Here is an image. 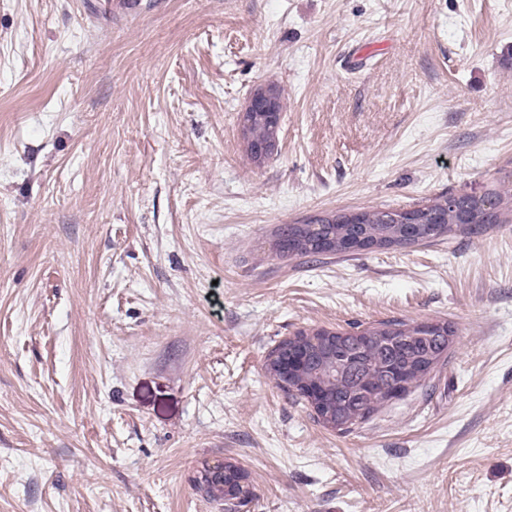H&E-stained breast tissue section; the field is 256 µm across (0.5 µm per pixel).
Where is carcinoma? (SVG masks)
Returning <instances> with one entry per match:
<instances>
[{
    "mask_svg": "<svg viewBox=\"0 0 512 512\" xmlns=\"http://www.w3.org/2000/svg\"><path fill=\"white\" fill-rule=\"evenodd\" d=\"M422 228V243L441 242L454 232L478 234L493 224L508 221L509 210L502 207V197L490 192L482 196H461L454 202L441 196L418 206ZM364 222L350 224L346 214L311 216L296 224H280L274 232L273 249L283 256L284 243L292 237L301 240V247L294 256L317 257L342 253L338 248L329 251L318 249V242L331 239L339 242L346 237L363 235L370 238H389L403 233V225L390 222L384 209L363 212ZM399 336L401 340L393 346H385L377 337ZM344 347L333 346L327 334L311 331L301 336L285 338L268 353L265 365L268 375L277 387L288 390L281 384L275 369L280 359L286 357L288 349L299 347L307 352L296 381L325 385L322 389L326 406L333 411L335 429L348 432L357 421L374 414L380 406L375 400L391 401V391L401 387L402 391L418 385L427 377L426 368L430 358L439 347H430L418 337L415 324L398 320L380 322L364 327V334L343 339ZM344 359L353 365L352 378L339 377L333 370L335 360ZM199 479L205 485V497L221 499L224 496L226 478L221 472L205 469Z\"/></svg>",
    "mask_w": 512,
    "mask_h": 512,
    "instance_id": "cac0c4a2",
    "label": "carcinoma"
}]
</instances>
